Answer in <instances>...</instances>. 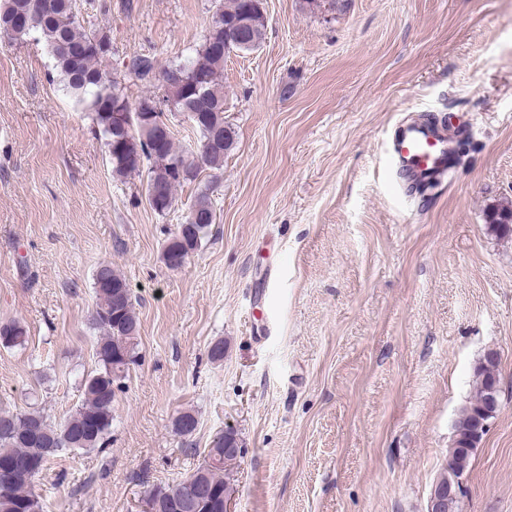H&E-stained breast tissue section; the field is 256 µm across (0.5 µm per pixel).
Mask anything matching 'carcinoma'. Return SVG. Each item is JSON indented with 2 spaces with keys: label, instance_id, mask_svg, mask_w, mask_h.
<instances>
[{
  "label": "carcinoma",
  "instance_id": "carcinoma-1",
  "mask_svg": "<svg viewBox=\"0 0 512 512\" xmlns=\"http://www.w3.org/2000/svg\"><path fill=\"white\" fill-rule=\"evenodd\" d=\"M77 0H0V37L20 40L32 31L40 34L55 64L64 88L82 103L102 132L118 177L148 169L145 200L158 214L168 213L177 187L196 181L206 170L221 172L224 158L235 148L236 131L224 121V60L233 52L248 53L260 47L265 38L264 0H217L216 13L199 49L183 64L156 75L151 58L132 59L129 69L146 83L159 78L162 96L145 94L130 104L124 89L109 77L104 62L112 56V42L104 31L87 32L76 13ZM163 102L178 112H196L194 127L200 134L196 149L177 150L173 134H164L145 116H157L153 104ZM128 112L131 130L118 131L117 113ZM189 213L196 215L194 230L173 247L187 257L215 223L214 205L207 191L197 193ZM490 223L504 234L512 233V206H502L490 215ZM98 302L93 323L103 331L96 358L99 368L83 379L82 403L58 427L48 423L38 411H0V512H44L34 484L56 452L63 449L104 448L112 428V407L116 390L137 360L139 320L126 279L109 264L95 274ZM24 342L23 328L14 322L0 324V346L15 347ZM498 358L489 353L475 368L477 389L462 408L455 424L448 469L436 481L469 472L473 450L482 439L478 434L484 420L485 400L499 386ZM177 433L193 434L198 419L191 411L182 412L174 422ZM208 465L198 466L188 477L152 492L162 510L180 512H220L217 504L224 495L235 492L221 467L224 436L213 440L207 450Z\"/></svg>",
  "mask_w": 512,
  "mask_h": 512
}]
</instances>
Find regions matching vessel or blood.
Listing matches in <instances>:
<instances>
[{
  "instance_id": "b4317fda",
  "label": "vessel or blood",
  "mask_w": 512,
  "mask_h": 512,
  "mask_svg": "<svg viewBox=\"0 0 512 512\" xmlns=\"http://www.w3.org/2000/svg\"><path fill=\"white\" fill-rule=\"evenodd\" d=\"M451 134L445 124L418 120L398 124L389 145L392 170L409 190L427 191L442 183L454 167L448 153Z\"/></svg>"
}]
</instances>
